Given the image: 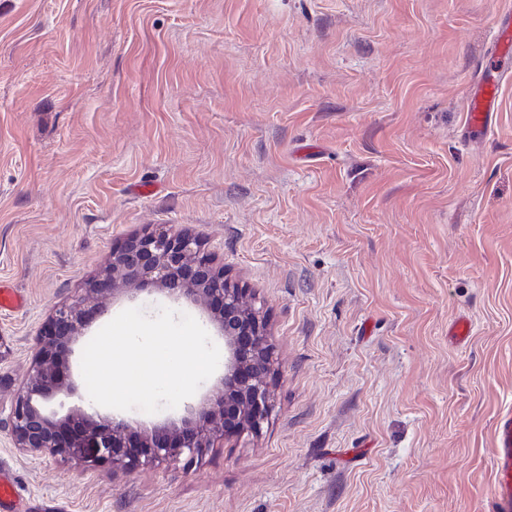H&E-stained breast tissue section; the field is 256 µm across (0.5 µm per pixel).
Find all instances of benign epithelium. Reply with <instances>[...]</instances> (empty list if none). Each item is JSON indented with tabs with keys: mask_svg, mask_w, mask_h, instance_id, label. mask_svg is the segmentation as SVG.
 <instances>
[{
	"mask_svg": "<svg viewBox=\"0 0 512 512\" xmlns=\"http://www.w3.org/2000/svg\"><path fill=\"white\" fill-rule=\"evenodd\" d=\"M148 286L193 302L205 301L228 350L221 388L199 407L150 426H134L123 418L81 408L60 413L52 406L53 399L73 394L76 385L70 376L59 377V372L70 370L68 354L84 335L88 312L97 309L103 313L102 302L108 296ZM243 297L242 289L225 278L224 267L205 252L198 237L169 231L130 237L112 252L107 266L79 295L49 317L36 344L30 377L17 389L9 416L15 447L88 466L109 462L114 467L131 468L197 455L233 433L228 422L234 417L238 429H258L268 410L266 376L272 356L261 311L245 306ZM75 420L99 430L93 451L77 442L70 428Z\"/></svg>",
	"mask_w": 512,
	"mask_h": 512,
	"instance_id": "7a95c632",
	"label": "benign epithelium"
}]
</instances>
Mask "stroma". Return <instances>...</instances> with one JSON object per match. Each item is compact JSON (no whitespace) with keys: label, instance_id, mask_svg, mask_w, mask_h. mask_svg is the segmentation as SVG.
<instances>
[{"label":"stroma","instance_id":"1","mask_svg":"<svg viewBox=\"0 0 512 512\" xmlns=\"http://www.w3.org/2000/svg\"><path fill=\"white\" fill-rule=\"evenodd\" d=\"M500 0H0V467L27 512H485L512 405V81L465 98ZM200 237L261 307L259 431L95 467L6 419L53 310L127 238ZM194 317L160 291L108 298ZM472 321L467 344L448 334ZM508 67L485 69L471 86L466 101V127L472 132L493 133V114L498 112L502 86L510 79Z\"/></svg>","mask_w":512,"mask_h":512}]
</instances>
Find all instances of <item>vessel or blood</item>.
<instances>
[{"label":"vessel or blood","instance_id":"obj_1","mask_svg":"<svg viewBox=\"0 0 512 512\" xmlns=\"http://www.w3.org/2000/svg\"><path fill=\"white\" fill-rule=\"evenodd\" d=\"M493 57L512 55V0H503L493 28ZM512 70L486 69L471 86L466 101V127L484 135L493 131L492 118L499 109L502 86ZM493 470L487 512H512V407L498 411L492 429Z\"/></svg>","mask_w":512,"mask_h":512}]
</instances>
